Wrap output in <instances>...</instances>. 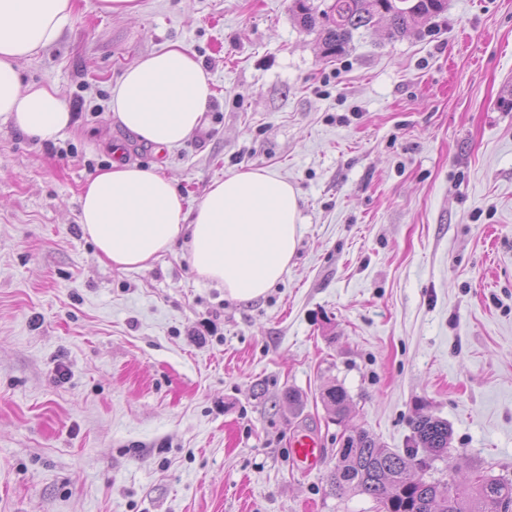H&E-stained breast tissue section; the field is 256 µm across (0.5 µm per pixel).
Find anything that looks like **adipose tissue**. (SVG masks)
I'll list each match as a JSON object with an SVG mask.
<instances>
[{"mask_svg": "<svg viewBox=\"0 0 512 512\" xmlns=\"http://www.w3.org/2000/svg\"><path fill=\"white\" fill-rule=\"evenodd\" d=\"M74 9V0H0V118L43 141L59 137L71 114L58 90L24 82L21 64L58 40ZM212 95L195 54L175 44L125 69L110 112L140 140L172 151L204 127ZM79 211L84 237L118 270L149 267L190 228L196 276L241 302L264 297L287 275L303 231L297 189L265 168L225 174L190 208L158 167L114 162L84 184Z\"/></svg>", "mask_w": 512, "mask_h": 512, "instance_id": "ef3b65f1", "label": "adipose tissue"}]
</instances>
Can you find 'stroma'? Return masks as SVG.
Wrapping results in <instances>:
<instances>
[{"label": "stroma", "mask_w": 512, "mask_h": 512, "mask_svg": "<svg viewBox=\"0 0 512 512\" xmlns=\"http://www.w3.org/2000/svg\"><path fill=\"white\" fill-rule=\"evenodd\" d=\"M139 3L122 21L75 0L26 63L72 111L55 144L0 120V512H378L330 488L342 437L401 452L422 414L447 422L462 473L512 479V0H445L335 58L292 0ZM177 41L213 96L159 159L108 103ZM120 143L191 206L241 167L288 180L304 226L284 279L227 298L180 241L105 266L78 198ZM336 384L341 420L320 398ZM300 431L324 450L307 474ZM293 461L302 464L306 470L317 467L323 459V448L319 439L311 432H299L290 441Z\"/></svg>", "instance_id": "35a3bbf8"}]
</instances>
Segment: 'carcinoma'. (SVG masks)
Listing matches in <instances>:
<instances>
[{"mask_svg":"<svg viewBox=\"0 0 512 512\" xmlns=\"http://www.w3.org/2000/svg\"><path fill=\"white\" fill-rule=\"evenodd\" d=\"M303 27H322L324 53L339 55L353 32L375 20L388 22V36L395 37L423 18L440 13L444 0H331L317 11L309 0H296ZM323 401L341 420L349 408L347 392L340 386L326 389ZM414 448L404 452L381 447L365 431L348 435L339 451L336 468L329 477L336 495L348 490L365 494L380 512H512V480L476 472L461 487L453 478L426 480L413 475L430 461L449 454L448 424L427 416L413 421ZM427 457H418V449Z\"/></svg>","mask_w":512,"mask_h":512,"instance_id":"carcinoma-1","label":"carcinoma"}]
</instances>
